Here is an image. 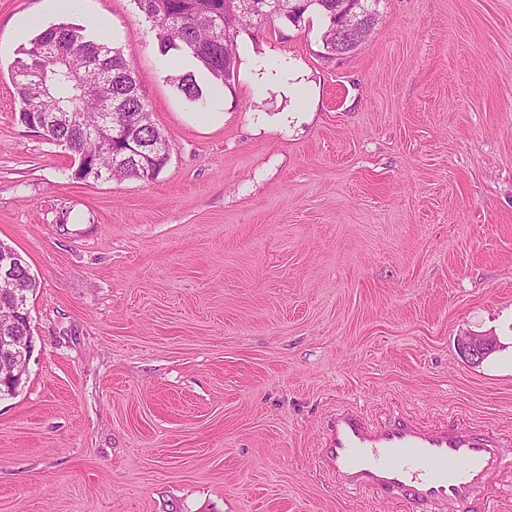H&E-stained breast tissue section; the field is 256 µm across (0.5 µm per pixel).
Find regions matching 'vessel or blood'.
Listing matches in <instances>:
<instances>
[{"mask_svg":"<svg viewBox=\"0 0 512 512\" xmlns=\"http://www.w3.org/2000/svg\"><path fill=\"white\" fill-rule=\"evenodd\" d=\"M502 439L468 421L438 426L401 413L371 422L337 409L325 426L326 467L353 491L394 492L413 505L475 498L512 458Z\"/></svg>","mask_w":512,"mask_h":512,"instance_id":"1","label":"vessel or blood"}]
</instances>
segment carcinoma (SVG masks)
<instances>
[{
	"mask_svg": "<svg viewBox=\"0 0 512 512\" xmlns=\"http://www.w3.org/2000/svg\"><path fill=\"white\" fill-rule=\"evenodd\" d=\"M137 9L153 23L157 50L163 57L176 51L191 58L197 71L182 74L175 79L178 92L190 103L204 107L209 90L216 85H227L233 80L236 57L233 52L239 29L262 26L267 21L265 0L255 2V17L245 24L229 21L224 32L208 24L214 13L224 15L232 7V0H133ZM306 0H284V10L275 16L282 24L305 28L310 15L323 20L326 43L336 44V11L342 0H319L320 5H309L300 10L296 6ZM17 62L40 68L52 79V93L46 94L36 85L16 83L21 109V123L39 127L51 141L64 147L74 160L87 159L91 167L83 168V177L89 169L100 171L99 179L134 178L149 181L167 164V158L157 145L169 146L167 136L153 123L149 105L140 93L134 72L121 50L113 48L87 27L76 24H58L39 33L19 50ZM104 69L112 80V100L122 103L115 110L114 130L99 136L85 134L83 121L93 119L104 109V103L81 95L70 74L80 73L86 66ZM74 113L72 121L60 125L55 122L62 105ZM130 140L141 142V152L117 162L123 146Z\"/></svg>",
	"mask_w": 512,
	"mask_h": 512,
	"instance_id": "obj_1",
	"label": "carcinoma"
}]
</instances>
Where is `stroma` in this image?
<instances>
[{
	"label": "stroma",
	"mask_w": 512,
	"mask_h": 512,
	"mask_svg": "<svg viewBox=\"0 0 512 512\" xmlns=\"http://www.w3.org/2000/svg\"><path fill=\"white\" fill-rule=\"evenodd\" d=\"M62 22L122 50L154 180L80 179L21 123L11 66ZM319 36L241 34L200 109L133 0H0V241L40 282L0 512H420L325 471L339 405L512 440V0H380L340 61ZM447 512H512V470ZM494 347L492 336L474 334L466 336L459 343V348L473 362L482 361Z\"/></svg>",
	"instance_id": "stroma-1"
}]
</instances>
